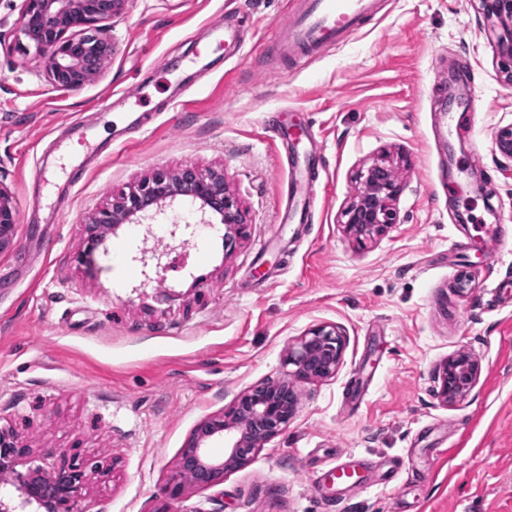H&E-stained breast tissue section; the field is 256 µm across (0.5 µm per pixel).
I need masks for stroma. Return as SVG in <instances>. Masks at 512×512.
<instances>
[{"instance_id": "stroma-1", "label": "stroma", "mask_w": 512, "mask_h": 512, "mask_svg": "<svg viewBox=\"0 0 512 512\" xmlns=\"http://www.w3.org/2000/svg\"><path fill=\"white\" fill-rule=\"evenodd\" d=\"M282 3L127 0L99 80L65 91L16 49L23 0H0V183L18 214L0 253V427L51 467L114 461L87 512H512V256L480 245L512 229L497 23L482 0H386L292 72L265 43ZM269 115L309 127L325 155L308 223L279 218L287 160L310 144L280 147ZM383 159L396 222L359 241L341 214ZM187 165L222 171L244 212L232 252L220 221L180 201L87 252L113 195ZM322 323L342 357L300 385L288 426L223 484L165 495L195 425L284 377ZM461 352L480 374L446 403L438 371ZM340 460L368 486L338 490Z\"/></svg>"}]
</instances>
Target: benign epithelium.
Segmentation results:
<instances>
[{
  "label": "benign epithelium",
  "instance_id": "obj_1",
  "mask_svg": "<svg viewBox=\"0 0 512 512\" xmlns=\"http://www.w3.org/2000/svg\"><path fill=\"white\" fill-rule=\"evenodd\" d=\"M17 48L35 50L43 59L47 80L55 87L79 91L102 74L103 59L112 58L114 44L105 34L107 23L119 15L125 0H23ZM484 10L502 26L499 44L512 60V0H483ZM499 152L512 158V127L496 135ZM362 190L342 212L346 230L356 238L372 236L395 223L392 203L400 192L394 169L377 163L360 175ZM181 197L201 214L218 216L224 224V248L230 251L245 230L237 200L224 188V173L203 172L187 166L176 173L158 170L112 199L86 225L88 252L126 224H140L150 210L161 212ZM17 212L11 191L0 184V252L15 242ZM343 351L336 326L319 324L309 329L288 350L289 376L239 393L219 414L201 420L183 449L176 474L166 487L169 497L181 496L185 486L211 488L224 483V474L247 465L261 444L276 437L295 415L298 386L333 375ZM479 366L461 352L449 359L439 374L440 396L453 401L469 392ZM222 439L224 455L211 453L212 442ZM29 449L0 429V484L11 485L16 496L0 497V512H84L81 491L89 474L106 476L110 465L75 458L58 468L30 466L17 470Z\"/></svg>",
  "mask_w": 512,
  "mask_h": 512
}]
</instances>
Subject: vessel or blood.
<instances>
[{
    "label": "vessel or blood",
    "instance_id": "1",
    "mask_svg": "<svg viewBox=\"0 0 512 512\" xmlns=\"http://www.w3.org/2000/svg\"><path fill=\"white\" fill-rule=\"evenodd\" d=\"M382 7L383 0H297L287 10L285 22L274 27L272 38L299 69L326 49L342 44ZM316 196V180H307L303 200L285 207L283 221L308 216ZM482 247L498 258L511 255L512 233L499 231L484 239Z\"/></svg>",
    "mask_w": 512,
    "mask_h": 512
}]
</instances>
